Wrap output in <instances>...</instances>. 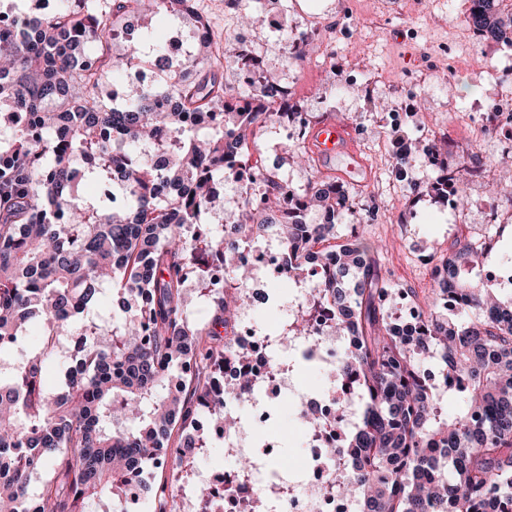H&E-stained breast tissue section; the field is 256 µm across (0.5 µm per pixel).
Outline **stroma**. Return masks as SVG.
<instances>
[{"label": "stroma", "mask_w": 512, "mask_h": 512, "mask_svg": "<svg viewBox=\"0 0 512 512\" xmlns=\"http://www.w3.org/2000/svg\"><path fill=\"white\" fill-rule=\"evenodd\" d=\"M288 7V24L296 26L301 12L320 14L322 28L336 34V44L329 55L313 53L309 63L292 66L293 96L302 111L308 112L312 124L334 117L347 123L353 145L360 159L355 173L343 186L356 206H378L379 213L369 222L341 219V237L358 236L379 244V266L393 282L414 289L417 295L431 293L434 281L420 257L426 244L432 243L440 254H447L450 243L464 235L467 224L486 227L496 238L500 250L512 248V201L498 193L487 180L472 178L466 183L468 204L454 207V195L436 192L433 186L440 173L438 167L415 158L406 181H396L393 138L408 141L436 140L449 171H457L466 161L484 164L503 161L505 155L498 138L488 133L495 126L499 92L488 82L470 72L459 73L448 81L439 75L448 64L436 50L442 43L455 45L462 64L473 59H498L500 45L489 41L474 44L470 26L464 20L459 0H410L415 21L411 29L375 32L365 20L380 0H351L364 23L354 41L338 34V20L331 13L332 0H283ZM357 52L365 74L356 83L345 84L346 69L351 66L350 52ZM428 69V82L414 83L420 69ZM410 85L406 100L412 116L401 127L391 128L373 109L374 103H387L388 86ZM479 108L484 128L470 125L465 115ZM272 138L261 144L267 160H278L287 169L293 183L302 184L314 172L336 175L345 170L349 159L339 155L332 159L314 156L312 167L292 163L287 149H274ZM277 420L256 431L259 441L274 439L284 457L296 460L301 453L302 424L291 404L273 403Z\"/></svg>", "instance_id": "1"}]
</instances>
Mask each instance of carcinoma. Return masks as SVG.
<instances>
[{
  "label": "carcinoma",
  "instance_id": "obj_1",
  "mask_svg": "<svg viewBox=\"0 0 512 512\" xmlns=\"http://www.w3.org/2000/svg\"><path fill=\"white\" fill-rule=\"evenodd\" d=\"M14 2L0 11V351L35 319L46 330L0 370V512H85L130 486L152 512H176L181 464L208 447L200 418L225 431L241 420L225 411L236 398L224 369L249 357L226 341L243 300L224 278L251 279L239 251L269 230L263 213L280 215L288 280L304 277L311 253L334 256L317 304L351 338L336 382L359 397L358 422L341 437L356 476L336 491L360 512H512V288L483 275L512 256L455 240L437 287L414 297L418 333L404 338L384 307L396 284L381 274L378 248L336 243L334 221L307 222L313 210H353L336 180L318 174L300 189L272 180L259 211L224 196L235 168L261 166L234 147L259 151L296 111L277 78L254 90L257 111L240 107L244 93L199 38L179 71L151 87L127 83L128 71L170 59L145 33L112 52L120 23L162 16L194 27L192 0H51L36 16ZM503 2L472 0L470 25L512 40ZM205 115L219 123L190 127ZM84 182L97 184L95 196L82 194ZM192 272L220 312L209 324L187 307ZM106 292L117 298L107 322L95 315ZM55 339L76 346L59 392L44 385ZM433 360L444 388L423 375ZM446 395L462 404L450 417Z\"/></svg>",
  "mask_w": 512,
  "mask_h": 512
}]
</instances>
